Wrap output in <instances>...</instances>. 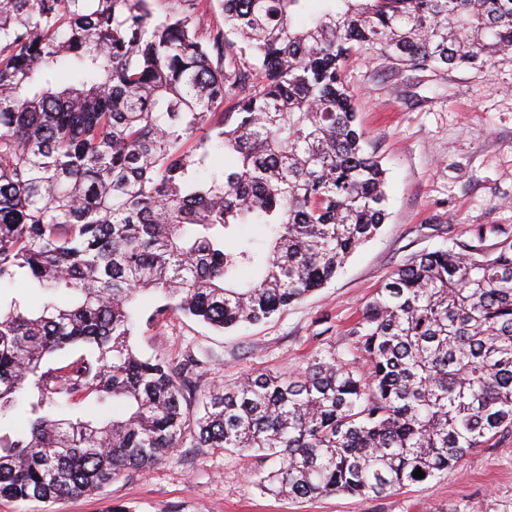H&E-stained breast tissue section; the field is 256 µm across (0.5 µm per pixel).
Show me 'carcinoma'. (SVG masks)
Segmentation results:
<instances>
[{
	"label": "carcinoma",
	"instance_id": "obj_1",
	"mask_svg": "<svg viewBox=\"0 0 512 512\" xmlns=\"http://www.w3.org/2000/svg\"><path fill=\"white\" fill-rule=\"evenodd\" d=\"M218 2L203 25L201 0H0V285L47 293L35 312L0 301V422L26 418L0 432V498L98 492L189 438L273 459L263 492L382 497L512 429V240L389 274L348 332L364 373L316 356L217 385L191 416L197 363L134 351L144 295L151 323L261 322L377 234L385 170L341 68L356 47L420 70L512 51V0H321L301 25L305 0Z\"/></svg>",
	"mask_w": 512,
	"mask_h": 512
}]
</instances>
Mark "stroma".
<instances>
[{
  "mask_svg": "<svg viewBox=\"0 0 512 512\" xmlns=\"http://www.w3.org/2000/svg\"><path fill=\"white\" fill-rule=\"evenodd\" d=\"M366 149L386 171L388 218L324 288L265 322L220 333L181 315L139 324L145 356L202 360L189 412L209 388L250 374L293 376L345 354L347 329L382 280L412 256L484 235L512 239V53L475 67L411 71L378 49L345 63ZM257 458L177 449L103 491L54 502L0 499V512H512V434L474 449L430 483L379 497L288 499L260 492Z\"/></svg>",
  "mask_w": 512,
  "mask_h": 512,
  "instance_id": "stroma-1",
  "label": "stroma"
}]
</instances>
